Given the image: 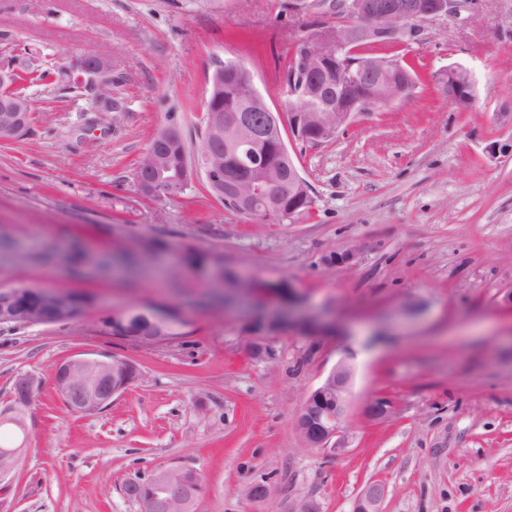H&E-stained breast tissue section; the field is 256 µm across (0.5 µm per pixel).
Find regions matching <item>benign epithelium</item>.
Returning <instances> with one entry per match:
<instances>
[{
    "mask_svg": "<svg viewBox=\"0 0 512 512\" xmlns=\"http://www.w3.org/2000/svg\"><path fill=\"white\" fill-rule=\"evenodd\" d=\"M336 22L323 23L309 36L295 44L292 68L288 73L286 94L288 113L274 110L258 91L254 76L242 63L227 60L219 66L209 86L224 83V74L234 73L248 88L243 105L235 111L211 110L206 137L197 149L198 166L206 184L224 198L234 212L251 219L273 223L291 218L311 207L312 198L305 179L292 160L282 135L286 126L293 137L306 143L333 139L347 128L358 114L371 113L381 104H392L413 96L417 82L408 75L400 61L374 54H364L366 45L399 46L415 40L422 22L453 17L466 8L477 11L480 0H332ZM73 67L96 91L99 109L114 110L112 101V64L100 55L86 51ZM448 97V102L467 110L476 101V83L469 70L449 65L434 74ZM14 74L0 73V142L20 138L31 121V106L26 97L11 89ZM174 120L160 126L154 134V145L140 157L135 177L145 197H171L184 189L190 180L188 164L172 173L159 165L157 155L176 134ZM248 144H272L276 164H268L263 156L245 169L224 166V154ZM221 265L211 264L208 280L211 285L248 290L250 286L234 275L225 279ZM21 288L0 289V325L44 324L47 319L35 318L21 309L15 297ZM42 303L55 322L77 319L83 308L71 299V292L57 290L41 293ZM140 372L134 362L121 355L108 357L70 358L54 370L53 385L57 395L74 413L98 412L112 405L135 381L130 371ZM350 365L341 361L333 367L325 381L304 401L296 427L305 443L331 454L345 451L341 442L342 425L349 406ZM39 391V383L30 376L19 377L11 396L10 421L26 429V413ZM392 402L384 396L369 400L362 409L367 420L384 419L392 412ZM175 467L157 472L152 478L129 483L132 489L154 486L159 495L133 500L141 512H169L175 508L186 512L190 498L187 484L173 482ZM383 487L369 486L356 503V512H379Z\"/></svg>",
    "mask_w": 512,
    "mask_h": 512,
    "instance_id": "obj_1",
    "label": "benign epithelium"
}]
</instances>
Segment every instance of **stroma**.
I'll list each match as a JSON object with an SVG mask.
<instances>
[{
	"instance_id": "stroma-1",
	"label": "stroma",
	"mask_w": 512,
	"mask_h": 512,
	"mask_svg": "<svg viewBox=\"0 0 512 512\" xmlns=\"http://www.w3.org/2000/svg\"><path fill=\"white\" fill-rule=\"evenodd\" d=\"M307 0H0V71L35 58L33 119L0 143V287H53L91 303L67 324L0 325V407L16 379L41 388L27 443L0 476V512H138L124 493L169 466L198 473L195 512H353L382 484L380 512H512V0L424 23L385 49L420 77L414 96L359 115L321 145L288 140L313 205L277 224L225 210L191 179L142 196L135 166L154 131L180 120L188 149L204 126L208 77L243 62L283 108L287 53L332 20ZM91 50L113 68L111 113L62 55ZM467 68V111L431 87ZM146 255L155 274L103 269L101 256ZM242 279L289 281L313 332L267 317L254 295L225 305L190 253ZM154 302L176 307L186 336L139 345L101 319ZM120 354L141 379L107 409L71 412L56 365ZM354 375L346 450L309 447L296 429L307 396L344 356ZM392 414L364 418L373 397ZM266 482L270 497L246 498Z\"/></svg>"
}]
</instances>
